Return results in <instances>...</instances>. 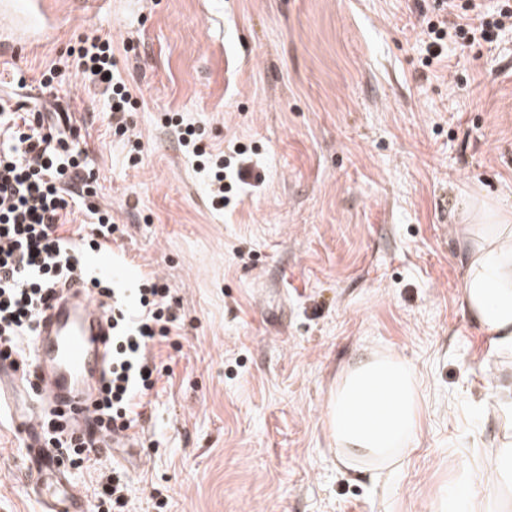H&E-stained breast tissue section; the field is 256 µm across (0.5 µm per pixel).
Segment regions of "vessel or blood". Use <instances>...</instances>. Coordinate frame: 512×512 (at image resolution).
Masks as SVG:
<instances>
[{"instance_id":"1","label":"vessel or blood","mask_w":512,"mask_h":512,"mask_svg":"<svg viewBox=\"0 0 512 512\" xmlns=\"http://www.w3.org/2000/svg\"><path fill=\"white\" fill-rule=\"evenodd\" d=\"M50 0H27L25 13L15 12L13 0H0V49L52 35ZM112 346L111 321L104 304L79 280L58 290L37 324L29 356L34 375L22 378L14 366L0 361V402L23 387L61 408L71 409L74 422L88 424L96 389L103 378ZM39 408L28 405L13 416L24 435L26 458L48 494L43 512H84L80 494L70 486L65 469L56 465L39 437Z\"/></svg>"}]
</instances>
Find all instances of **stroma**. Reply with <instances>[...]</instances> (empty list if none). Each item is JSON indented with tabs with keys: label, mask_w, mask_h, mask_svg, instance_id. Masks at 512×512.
I'll use <instances>...</instances> for the list:
<instances>
[{
	"label": "stroma",
	"mask_w": 512,
	"mask_h": 512,
	"mask_svg": "<svg viewBox=\"0 0 512 512\" xmlns=\"http://www.w3.org/2000/svg\"><path fill=\"white\" fill-rule=\"evenodd\" d=\"M53 4V39L0 55V97L38 94L80 36L111 34L139 146L113 136L102 88L58 91L124 229L90 267L127 288L158 274L180 301L131 439L71 473L86 512L115 466L127 512H433L492 469L503 434L480 401L512 355L462 308L456 228L473 192L512 208V28L429 69L416 37L437 0ZM170 114L208 149H253L235 206L212 209ZM375 353L406 357L423 393L377 485L344 473L324 422L343 369ZM23 446L0 410V512H42Z\"/></svg>",
	"instance_id": "stroma-1"
}]
</instances>
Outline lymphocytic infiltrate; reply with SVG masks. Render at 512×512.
<instances>
[{
  "instance_id": "1",
  "label": "lymphocytic infiltrate",
  "mask_w": 512,
  "mask_h": 512,
  "mask_svg": "<svg viewBox=\"0 0 512 512\" xmlns=\"http://www.w3.org/2000/svg\"><path fill=\"white\" fill-rule=\"evenodd\" d=\"M480 0H439L438 12L425 21L419 36L425 46L424 66L442 60L448 39L490 41L495 29L512 20L505 4L497 18L482 19ZM112 37L92 36L65 67L51 68L40 84L43 104L0 98V359L31 375L27 342L57 287L80 278L92 293L109 297L112 317V361L95 403L88 436L74 435L60 411L45 414L43 438L59 463L77 469L97 455L99 436L122 435L136 427L145 398L165 368L153 349L179 331L177 300L163 278H142L133 293L116 281L93 274L89 256L99 252L117 230L110 210L93 199V170L88 151L76 133H65L70 117L56 105V85L69 78L104 85L108 116L116 134L132 130L128 123L132 99L127 85L114 73ZM192 127L178 140L209 181L215 198L230 203L247 172L224 154L200 148ZM89 222L74 233L66 227L75 210Z\"/></svg>"
}]
</instances>
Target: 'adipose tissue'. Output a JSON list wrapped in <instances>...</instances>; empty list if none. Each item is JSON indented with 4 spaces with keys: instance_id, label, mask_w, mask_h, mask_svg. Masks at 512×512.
<instances>
[{
    "instance_id": "ef3b65f1",
    "label": "adipose tissue",
    "mask_w": 512,
    "mask_h": 512,
    "mask_svg": "<svg viewBox=\"0 0 512 512\" xmlns=\"http://www.w3.org/2000/svg\"><path fill=\"white\" fill-rule=\"evenodd\" d=\"M458 236L468 249L461 298L497 351H512V211L472 199ZM420 381L398 354L368 355L340 375L326 409L338 463L378 482L403 458L420 430ZM512 483V446L500 448L490 475H472L455 491L457 512H471L489 481Z\"/></svg>"
}]
</instances>
